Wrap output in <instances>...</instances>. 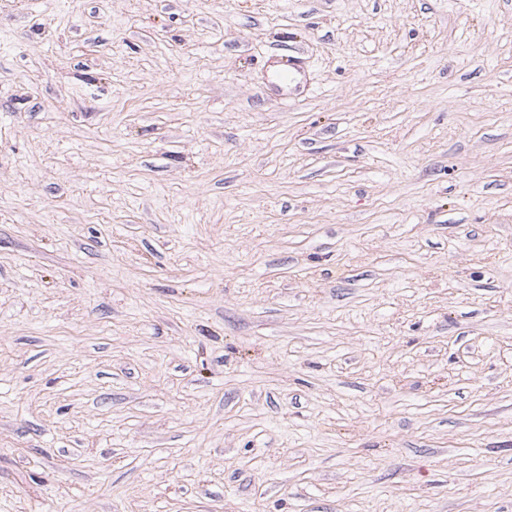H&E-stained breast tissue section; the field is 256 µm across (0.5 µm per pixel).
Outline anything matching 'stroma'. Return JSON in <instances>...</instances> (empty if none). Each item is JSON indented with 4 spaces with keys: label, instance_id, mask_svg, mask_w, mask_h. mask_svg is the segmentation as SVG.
I'll return each instance as SVG.
<instances>
[{
    "label": "stroma",
    "instance_id": "obj_1",
    "mask_svg": "<svg viewBox=\"0 0 512 512\" xmlns=\"http://www.w3.org/2000/svg\"><path fill=\"white\" fill-rule=\"evenodd\" d=\"M0 512H512V0H0ZM270 68L269 82L283 94H288L295 75L303 70L301 60L288 55L279 56Z\"/></svg>",
    "mask_w": 512,
    "mask_h": 512
}]
</instances>
